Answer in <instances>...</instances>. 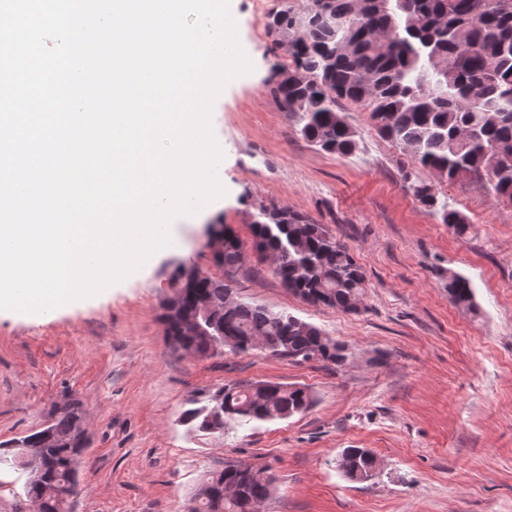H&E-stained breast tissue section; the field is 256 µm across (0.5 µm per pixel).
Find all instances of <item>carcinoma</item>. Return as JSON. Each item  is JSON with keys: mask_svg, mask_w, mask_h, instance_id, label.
<instances>
[{"mask_svg": "<svg viewBox=\"0 0 512 512\" xmlns=\"http://www.w3.org/2000/svg\"><path fill=\"white\" fill-rule=\"evenodd\" d=\"M269 33L290 62L276 74L272 94L296 116L302 138L325 153L352 154L358 132L342 102L368 112L385 140L406 159L399 173L413 197L444 224L464 227L466 218L440 203L432 185L412 179V167L431 169L450 184L481 183L512 203V0H281L269 15ZM254 248L272 260L283 286L314 304L352 313L360 309L365 276L347 246L321 224L285 207H260L251 217ZM216 266L237 269L243 242L220 233ZM177 282L163 314L166 335L191 355H208L217 341L238 352L263 348L298 361L341 366L345 347L315 325L286 311L234 297L232 280L178 265ZM448 295L473 303L471 282L448 276ZM198 320L205 330L193 325ZM313 402L304 386L268 381L229 384L210 403L188 408L182 421L196 431L224 429V419H287ZM82 411L72 405L48 428L30 435L41 449L43 476L25 483V496L41 512H69L77 464L85 451L73 433ZM337 467L351 480L375 472L366 448H345ZM262 472L227 461L202 482L192 512H250L271 496Z\"/></svg>", "mask_w": 512, "mask_h": 512, "instance_id": "1", "label": "carcinoma"}]
</instances>
